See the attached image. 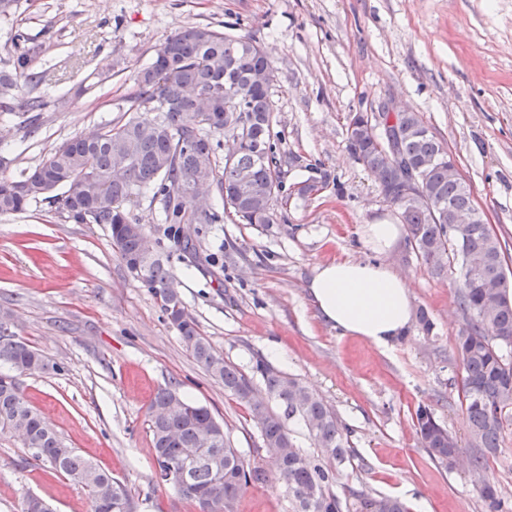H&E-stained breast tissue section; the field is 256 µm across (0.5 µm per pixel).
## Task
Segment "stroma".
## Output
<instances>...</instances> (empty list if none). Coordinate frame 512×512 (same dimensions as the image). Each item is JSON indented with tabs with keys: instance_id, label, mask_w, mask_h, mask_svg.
Listing matches in <instances>:
<instances>
[{
	"instance_id": "stroma-1",
	"label": "stroma",
	"mask_w": 512,
	"mask_h": 512,
	"mask_svg": "<svg viewBox=\"0 0 512 512\" xmlns=\"http://www.w3.org/2000/svg\"><path fill=\"white\" fill-rule=\"evenodd\" d=\"M191 26L250 37L270 55L285 191L272 225H186L197 255H172L169 269L187 311L226 362L248 375L256 358L271 361L335 410L352 449L340 485L400 498L411 512H481L470 473L434 462L414 427L417 407L429 406L470 452L453 356L458 271L430 275L403 241L386 255L434 330L412 326L385 346L325 324L308 284L318 265L371 258L362 225L399 221L347 150L350 114L382 104L420 113L449 149L512 266V0H20L0 23V62L14 33L41 45L35 92L49 106L34 134L0 112V172L119 118L136 71ZM0 311L54 364L21 376L24 399L130 488L135 512H196L156 475L148 407L172 384L268 474L235 512H293L248 409L186 349L107 225L61 220L44 202L0 216ZM29 494L55 512H91L86 489L0 435V512H22Z\"/></svg>"
}]
</instances>
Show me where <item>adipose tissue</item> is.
Listing matches in <instances>:
<instances>
[{
	"label": "adipose tissue",
	"mask_w": 512,
	"mask_h": 512,
	"mask_svg": "<svg viewBox=\"0 0 512 512\" xmlns=\"http://www.w3.org/2000/svg\"><path fill=\"white\" fill-rule=\"evenodd\" d=\"M366 245L378 261L339 259L319 265L309 293L319 317L345 334L384 345L405 331L413 320L410 290L382 255L401 239L395 224H367Z\"/></svg>",
	"instance_id": "1"
}]
</instances>
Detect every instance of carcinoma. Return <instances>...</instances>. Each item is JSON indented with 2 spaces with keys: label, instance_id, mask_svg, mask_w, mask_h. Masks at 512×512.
I'll list each match as a JSON object with an SVG mask.
<instances>
[{
  "label": "carcinoma",
  "instance_id": "1",
  "mask_svg": "<svg viewBox=\"0 0 512 512\" xmlns=\"http://www.w3.org/2000/svg\"><path fill=\"white\" fill-rule=\"evenodd\" d=\"M37 46L16 48L0 69V112L24 100L29 132L39 128L48 102L19 92L41 81L31 69ZM276 80L269 55L252 39L188 27L167 36L152 62L136 72L127 119L77 134L55 147L37 166L0 177V215L23 212L45 201L59 218L75 224H106L112 247L128 270L160 300L171 324L206 371L249 408L260 426L263 447L275 464L294 512H409L398 498L349 491L354 502L333 490L347 459L349 428L297 378L258 358L252 376L216 355L173 288L169 256L146 253L144 228L127 205L146 191L160 201L167 237L193 255L196 245L182 237L183 224H216L221 216L188 199L196 179L224 200L242 224L274 223L285 189L282 159L273 132L271 89ZM151 112L141 117L139 112ZM233 146L224 159L213 136ZM355 162L378 179L383 199L393 206L406 240L430 274L441 276L457 263V301L465 325L455 351L462 370V410L471 438L470 465L485 480L475 487L482 512H512L489 461L505 453V424L512 412V277L497 235L479 218L459 229L452 218L473 209L471 188L448 172V150L417 112H355L347 128ZM57 365L0 325V434L18 438L30 455L86 488L92 512H135L127 486L76 449L68 447L39 411L23 398L17 375L43 373ZM259 378L261 385L254 383ZM276 402L278 413L270 406ZM303 423L318 453L303 455L286 421ZM149 431L159 475L198 512H234L239 496L267 473L236 456L224 424L211 411L185 398L174 385L160 389L148 409ZM429 456L449 467L457 443L431 409L421 406L414 423ZM194 453L187 480L167 475Z\"/></svg>",
  "mask_w": 512,
  "mask_h": 512
}]
</instances>
